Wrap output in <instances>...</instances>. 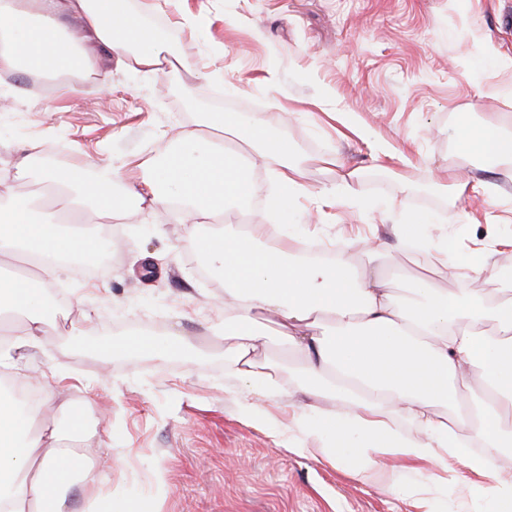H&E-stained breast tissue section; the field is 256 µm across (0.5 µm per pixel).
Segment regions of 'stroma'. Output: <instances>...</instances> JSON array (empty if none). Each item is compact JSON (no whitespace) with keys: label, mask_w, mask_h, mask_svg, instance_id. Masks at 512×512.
Here are the masks:
<instances>
[{"label":"stroma","mask_w":512,"mask_h":512,"mask_svg":"<svg viewBox=\"0 0 512 512\" xmlns=\"http://www.w3.org/2000/svg\"><path fill=\"white\" fill-rule=\"evenodd\" d=\"M139 2L184 69L116 68L104 87L66 93L54 82L45 95L22 73L0 82V97L13 100L0 112V175L33 157L21 197L40 205L46 168L89 174L108 159H160L202 113H261L303 169L291 235L340 250L357 269L368 264L358 240L376 239L385 256L373 266L401 297L427 272L441 290L497 296L500 272L512 271V179L462 151L457 136L486 122L512 131V67L501 63L512 56V27L502 22L512 0ZM380 142L392 158L376 160ZM272 169L260 158L248 165L244 223H276ZM351 171L356 196L322 205L318 192ZM465 211L472 223H462ZM417 213L432 243H453L456 263L492 249L496 274H433V257L414 256L395 233ZM111 226L104 274L63 266L51 276L69 320L16 352L15 364L57 379L40 422L65 427V400L83 413L87 432L75 447L89 463L111 455L114 498L133 512H485V480L461 478L459 464L384 457L385 479L370 485L351 461L332 466L296 450L285 429L292 406H275L271 421L242 417L240 387L224 371V279L193 269L195 238L212 225L192 237L179 211L159 217L141 206ZM95 318L102 325L93 329ZM175 332L191 347L163 358L124 349L128 339Z\"/></svg>","instance_id":"obj_1"}]
</instances>
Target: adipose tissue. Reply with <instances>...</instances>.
I'll return each mask as SVG.
<instances>
[{"instance_id":"ef3b65f1","label":"adipose tissue","mask_w":512,"mask_h":512,"mask_svg":"<svg viewBox=\"0 0 512 512\" xmlns=\"http://www.w3.org/2000/svg\"><path fill=\"white\" fill-rule=\"evenodd\" d=\"M69 15L81 19V35L68 31ZM105 64L165 74L181 61L165 53L161 37L130 0H0L1 74L55 77ZM224 129L234 142L216 138ZM177 140L158 162L96 164L88 186L58 168L44 170L41 179L60 188L80 212L91 208L109 218L146 202L163 215L177 196L191 203L187 232L213 225V233L199 239V251L224 277L227 364L242 386L241 416H264L263 402L303 394L309 402L292 425L306 441L303 453L330 463L352 457L367 484L378 483L381 456L412 463L452 459L465 473L489 480L488 512H512V479L503 478L495 463L512 442V290L487 302L444 292L421 277L405 302L381 277L354 272L344 255L328 263L303 261L285 239L267 248V225L237 226L235 202L250 193L244 157L277 161L273 208L285 217L305 191L293 145L271 137L262 116L246 121L234 112L207 116ZM458 143L498 163L512 179L511 133L492 124L470 127ZM29 176L24 157L12 180H0V260L19 255L32 265L23 278L0 280L4 370L13 367L12 351L36 344L57 313L45 294L46 274L67 259L93 260L99 252L93 237L61 224L55 210L32 219L28 201L13 191L14 182ZM271 324L304 356L299 388L266 358ZM475 379L484 399L473 412L460 419L439 412L456 387ZM35 418L0 394V512H69L74 488L99 493L110 485L111 457L87 465L68 445L86 429L80 414H72L64 430L35 427ZM477 436L485 442L479 453L471 450Z\"/></svg>"}]
</instances>
